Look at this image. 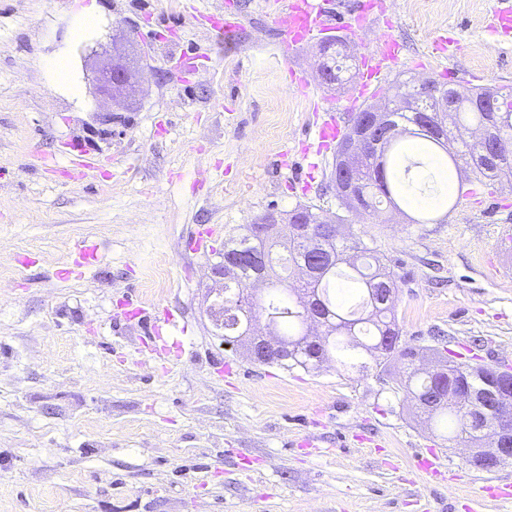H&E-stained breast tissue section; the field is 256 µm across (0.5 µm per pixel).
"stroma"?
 Here are the masks:
<instances>
[{"label":"stroma","mask_w":512,"mask_h":512,"mask_svg":"<svg viewBox=\"0 0 512 512\" xmlns=\"http://www.w3.org/2000/svg\"><path fill=\"white\" fill-rule=\"evenodd\" d=\"M377 2L365 30L339 31L350 69L329 87L317 43L283 44L277 0H95L86 29L76 0H0V512H512L480 490L512 481V461L486 473L445 447L397 392L401 362L381 373L260 365L225 346L211 315L225 235L307 206L394 265L401 339L421 363L435 362L437 330L480 363L512 359V190L413 224L341 206L332 157L312 173L297 164L316 110L345 104L384 35L404 64L373 104L410 75L469 92L455 69L512 86V33L488 31L497 0ZM198 10L236 13L237 36L214 40ZM444 38L458 55L439 50ZM195 53L213 65L174 68ZM60 55L63 78L49 66ZM115 60L141 65L143 86L104 99L92 75ZM96 112L111 113L112 134L91 145ZM85 158L97 170L77 176ZM202 225L223 233L190 251ZM83 243L98 259L79 267ZM159 267L167 286L152 293ZM132 306L171 311L177 325L157 339L114 321ZM432 451L439 480L413 467Z\"/></svg>","instance_id":"1"}]
</instances>
